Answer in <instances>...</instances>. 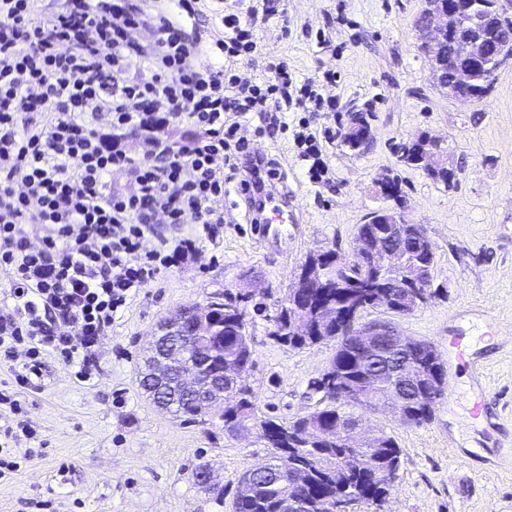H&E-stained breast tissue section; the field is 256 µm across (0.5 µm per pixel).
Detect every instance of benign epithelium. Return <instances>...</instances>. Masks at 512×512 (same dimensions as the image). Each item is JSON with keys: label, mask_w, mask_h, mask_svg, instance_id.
Returning <instances> with one entry per match:
<instances>
[{"label": "benign epithelium", "mask_w": 512, "mask_h": 512, "mask_svg": "<svg viewBox=\"0 0 512 512\" xmlns=\"http://www.w3.org/2000/svg\"><path fill=\"white\" fill-rule=\"evenodd\" d=\"M426 22L418 31V45L421 55L430 64L429 78L433 87L447 96L472 102L474 98L465 93L469 84L466 72L456 74L453 87H448L443 65L434 53L437 44L452 31L468 25L479 32V37L467 46L470 58L488 73L497 72L503 65V58L484 55V39L489 37V17L476 11L464 17L461 0H425ZM346 140L354 139L355 150L365 153L372 143V125L360 110L352 111L343 133ZM419 143L416 158L428 169L448 170L450 151L447 141L428 134L415 139ZM368 223L385 224L387 231H373L358 240L360 248L368 255L369 263L363 266L368 274L379 277L391 275L389 290L376 296L371 305L376 309L408 316L422 305V297L432 287L434 262L414 264L405 249H391L387 239L404 241L409 236L418 238L423 246L433 248L426 226L410 221L400 204L385 207L371 213ZM359 263L353 256L340 259L334 254L318 253L309 256L300 268L299 279L307 288H319L330 280L336 287L355 286L357 280L348 277L352 266ZM224 306V300L216 299L201 312L199 307H185L162 325L149 341V356L141 379L146 382L162 383L168 377L178 376L179 390L202 398L205 412L217 414L224 420V430L241 434L250 430L247 418V396L242 393L244 375L253 361L250 339L244 340L245 354L237 363L225 367L222 372L208 370V357L220 350L221 344L204 332L207 324L215 319L213 311ZM307 308L288 315L289 332L297 335L311 330V321L306 315ZM330 341L336 350L353 346L359 353L372 359L400 358V362L389 371L382 373L383 381L377 374L366 377L365 383L376 392L369 398L371 411L389 414L403 425L413 424L409 414L412 407H428L446 391V372L441 370V360L424 368L416 363L419 350L436 352L428 340L403 335L395 323L387 318L365 320L359 316L353 319L344 332H338ZM311 391L321 395L319 403L353 401L356 388L334 375L333 367L327 366L324 373L311 383ZM336 441L343 448H363L370 443L379 444L382 433H369L360 419L349 422L335 430Z\"/></svg>", "instance_id": "obj_1"}]
</instances>
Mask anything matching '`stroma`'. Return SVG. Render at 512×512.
<instances>
[{
	"instance_id": "35a3bbf8",
	"label": "stroma",
	"mask_w": 512,
	"mask_h": 512,
	"mask_svg": "<svg viewBox=\"0 0 512 512\" xmlns=\"http://www.w3.org/2000/svg\"><path fill=\"white\" fill-rule=\"evenodd\" d=\"M277 14L258 22L253 54L240 56L237 75L265 78V65L287 60L297 79L316 81L334 111L290 113V130L261 132L250 113L241 136L274 160L300 222L287 250L258 247L240 169L224 184L225 226L200 262L171 268L130 302L78 364L44 358L40 389L17 394L27 436L0 479V512H231L239 476L268 461L257 435L225 433L220 419L184 423L158 410L138 385V370L157 324L215 295L260 303L251 314L254 363L246 377L258 420L287 423L314 411L310 383L326 369L333 343L292 348L272 336L275 315L306 257L351 254L359 224L387 202L375 192L381 174L396 177L407 217L425 225L433 243L437 293L397 318L407 336L431 341L440 355L448 339L469 336L484 367L488 413L475 422L440 401L432 420L401 425L387 414H364L367 427L393 437L401 450L383 508L359 503L350 512H512V60L497 73L481 103L439 93L417 50L413 21L423 0H276ZM336 73L328 83L325 71ZM374 114L373 143L364 154L339 138L351 106ZM307 123L331 136L321 182H310L292 128ZM426 133L447 139L459 171L454 187L401 162L402 140ZM499 333L483 335L487 318ZM207 465L224 490L206 491L193 477Z\"/></svg>"
}]
</instances>
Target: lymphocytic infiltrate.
Wrapping results in <instances>:
<instances>
[{
  "label": "lymphocytic infiltrate",
  "instance_id": "1",
  "mask_svg": "<svg viewBox=\"0 0 512 512\" xmlns=\"http://www.w3.org/2000/svg\"><path fill=\"white\" fill-rule=\"evenodd\" d=\"M209 9L62 0L49 12L43 0H0V272L11 299L0 307V355L15 389L39 387L48 350L88 378V352L128 300L217 235L232 158L252 162L242 192L274 176L238 135L245 115L263 114L274 132L287 129L286 112L323 109L315 82H296L287 62L268 63L264 84L230 68L254 51L272 0H229L221 31L202 42L188 28ZM136 26L152 41L135 40ZM171 123L190 130L186 143L154 139L148 159L125 150L130 134ZM117 171L130 176L125 189L112 186ZM160 216L180 234L159 233Z\"/></svg>",
  "mask_w": 512,
  "mask_h": 512
}]
</instances>
